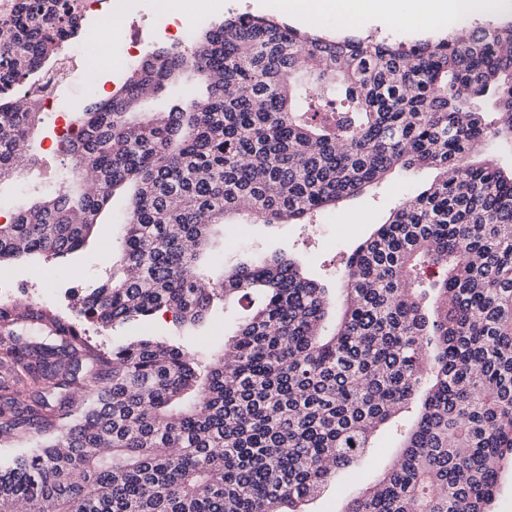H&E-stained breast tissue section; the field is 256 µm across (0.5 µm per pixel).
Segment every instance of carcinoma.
Returning <instances> with one entry per match:
<instances>
[{
    "label": "carcinoma",
    "instance_id": "1",
    "mask_svg": "<svg viewBox=\"0 0 512 512\" xmlns=\"http://www.w3.org/2000/svg\"><path fill=\"white\" fill-rule=\"evenodd\" d=\"M85 3L0 0V182L36 161L27 88L82 38ZM188 70L203 91L139 112ZM489 94L493 121L476 108ZM73 120L71 181L0 224V263L75 254L126 189L84 318L165 312L190 331L229 301L242 312L202 362L152 335L104 349L58 313L1 306L5 355L37 390L0 408V441L20 447L0 462V512H302L420 392L401 456L347 512H490L512 464V170L478 155L491 136L512 154V21L409 45L237 14L154 49ZM422 166L431 185L346 253L338 301L281 251L218 283L203 271L231 214L314 224Z\"/></svg>",
    "mask_w": 512,
    "mask_h": 512
}]
</instances>
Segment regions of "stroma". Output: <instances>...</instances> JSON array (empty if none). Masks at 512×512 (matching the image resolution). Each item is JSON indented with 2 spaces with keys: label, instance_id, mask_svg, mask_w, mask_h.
Segmentation results:
<instances>
[{
  "label": "stroma",
  "instance_id": "1",
  "mask_svg": "<svg viewBox=\"0 0 512 512\" xmlns=\"http://www.w3.org/2000/svg\"><path fill=\"white\" fill-rule=\"evenodd\" d=\"M240 13L274 17L302 31L313 30L339 37L358 39L369 36L379 41L406 43L424 37L423 32L414 29L412 24L397 26L379 18L354 29L333 14L313 21L292 18L284 12L282 0H206L205 6L187 7L180 20L187 31L200 33L213 21ZM169 22V17L157 12L154 0H143L139 12L128 17L123 32L94 39L102 63L97 75L98 98L110 96L129 74L125 65V37H136L145 50H152L157 44L170 42ZM86 97L80 83L59 88L56 111L46 112L43 124L33 134V146L42 149L40 160L24 170L22 181L0 183V210L14 213L31 206L65 182L70 164L66 156L51 148L55 139L56 114L73 111ZM434 176L435 172L430 168L395 170L387 181L347 199L335 210L326 212L316 224H262L243 214L234 215L231 224L225 225L223 233L215 235L212 241L210 275L218 277L224 266L238 261L242 252L259 254L282 249L292 254L310 274L332 281L331 261L338 249L351 248L367 237L376 225L385 222L394 208L422 191ZM118 242V226L103 224L88 246L67 261L23 257L0 264V275L7 274L15 279L17 295L24 301L34 302L41 294L54 293V310L69 314L73 311L75 292L105 278L110 256ZM239 312L237 305L226 304L214 312L202 328L182 336L177 335L170 315L159 314L150 322L149 330L162 339L177 338L185 349L204 358L223 349ZM399 455L396 437L386 430L378 432L371 448L356 465V477L342 476L341 481L347 486L346 494L328 490L309 502L306 512H345L349 498L389 469Z\"/></svg>",
  "mask_w": 512,
  "mask_h": 512
}]
</instances>
